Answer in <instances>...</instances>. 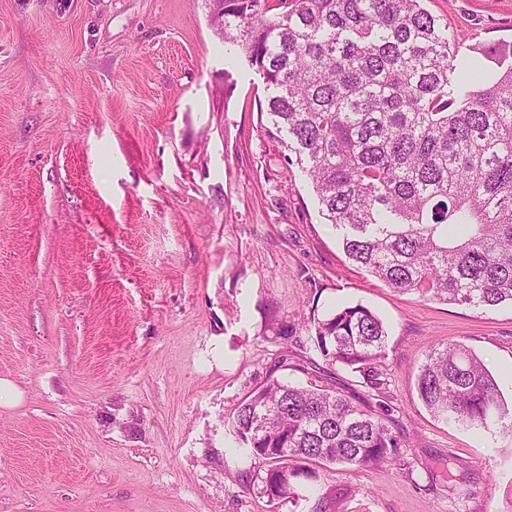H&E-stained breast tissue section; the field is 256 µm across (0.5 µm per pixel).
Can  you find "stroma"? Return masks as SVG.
Returning <instances> with one entry per match:
<instances>
[{
	"mask_svg": "<svg viewBox=\"0 0 512 512\" xmlns=\"http://www.w3.org/2000/svg\"><path fill=\"white\" fill-rule=\"evenodd\" d=\"M485 73L512 0H426ZM205 0H0V512H512V433L433 418L431 346L471 347L512 399V308L384 286L348 261L260 115ZM388 330L385 400L411 465L319 467L277 504L226 427L273 379L336 387L310 316Z\"/></svg>",
	"mask_w": 512,
	"mask_h": 512,
	"instance_id": "35a3bbf8",
	"label": "stroma"
}]
</instances>
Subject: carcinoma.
I'll return each mask as SVG.
<instances>
[{
  "mask_svg": "<svg viewBox=\"0 0 512 512\" xmlns=\"http://www.w3.org/2000/svg\"><path fill=\"white\" fill-rule=\"evenodd\" d=\"M224 0L209 4L224 53L264 80L272 135L307 174L348 260L389 288L474 309L512 306V62L475 90L448 22L423 0ZM329 364L383 385L388 333L368 307L313 319ZM427 411L480 433L512 432V408L480 357L434 348L416 378ZM385 402L273 380L227 422L270 501L313 483L315 464L409 466Z\"/></svg>",
  "mask_w": 512,
  "mask_h": 512,
  "instance_id": "carcinoma-1",
  "label": "carcinoma"
}]
</instances>
